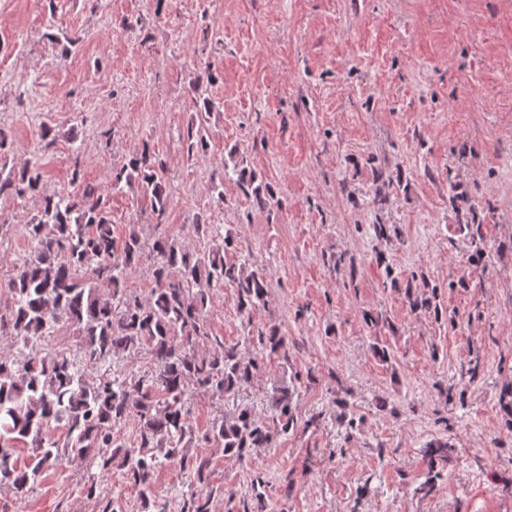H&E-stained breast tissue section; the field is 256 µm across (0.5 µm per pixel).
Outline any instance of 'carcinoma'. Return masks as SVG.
<instances>
[{"label":"carcinoma","instance_id":"1","mask_svg":"<svg viewBox=\"0 0 512 512\" xmlns=\"http://www.w3.org/2000/svg\"><path fill=\"white\" fill-rule=\"evenodd\" d=\"M186 137L189 152L207 150L204 127L189 129ZM72 180L78 189L71 196L49 191L38 161L18 178L0 176L1 196L28 195L39 202L25 225L31 254L7 284L11 305L0 309V336L26 347L62 324L74 330L76 346L72 357L30 355L22 349L13 357L0 356V494L21 503L44 470L89 459L102 473L115 466L124 469L139 490L142 512H164L151 494L160 458L179 461L202 485L211 473L210 459L187 454L195 440L188 421L193 394L207 393L218 400L235 396L259 370V359L243 357L235 346L200 350L216 342L207 320L210 290L237 288L240 311L248 313L268 302L267 272L226 260L224 254L235 247L229 234L209 250L197 252L163 229L169 205L165 172L156 155L144 150L112 179L114 188L122 183L140 187L151 201L153 224L160 229L152 242L154 287L145 298L131 293L125 273L140 262L141 236L132 229L117 243L100 188L80 182L77 163ZM246 186L260 208L271 212L278 205L254 180ZM102 287L109 289L108 295L100 293ZM407 288L412 307L439 315L436 291L424 298L415 295L413 277ZM259 343L270 355L286 347L285 338L274 329L259 334ZM139 349L150 355L152 371L128 380L105 372L89 378L85 373L87 368L101 369L121 352ZM274 410L269 422L256 419L247 407L230 418H217L203 440L238 458L269 448L294 425L288 391L275 399ZM130 420L139 429L134 445L115 435V428ZM53 422L67 429L62 443L45 433ZM15 443L28 449L22 465L14 460ZM453 451L446 442L422 449L428 472L416 492L427 496L433 491L441 476L437 466L447 463ZM211 495L190 491L182 512H211Z\"/></svg>","mask_w":512,"mask_h":512}]
</instances>
